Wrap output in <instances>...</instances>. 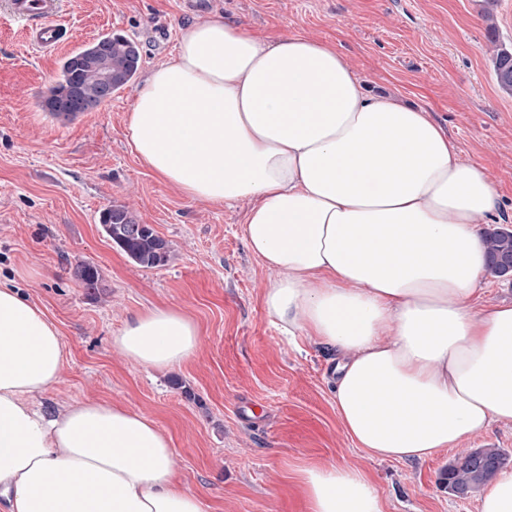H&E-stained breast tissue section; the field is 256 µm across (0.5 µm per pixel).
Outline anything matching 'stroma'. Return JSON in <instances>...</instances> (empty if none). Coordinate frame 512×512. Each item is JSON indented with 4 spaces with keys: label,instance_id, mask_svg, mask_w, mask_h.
Segmentation results:
<instances>
[{
    "label": "stroma",
    "instance_id": "1",
    "mask_svg": "<svg viewBox=\"0 0 512 512\" xmlns=\"http://www.w3.org/2000/svg\"><path fill=\"white\" fill-rule=\"evenodd\" d=\"M217 13L260 38L331 42L368 89L427 111L465 162L486 168L512 229V93L494 76L495 48L512 50V0H64L67 39L52 52L31 48L0 12V281L22 288L65 345L61 378L39 403L106 401L152 418L172 439L178 480L213 512H308L297 491L306 465L367 471L386 512H478L479 492L448 491L442 473L486 447L512 470V424L425 461L369 457L336 415L330 349L288 336L262 306L279 274L245 241L252 200L186 197L137 157L126 123L138 85L66 126L40 109L64 58L101 35L137 41L144 74L173 55L182 29ZM112 205L169 241L165 266H137L105 236L99 214ZM85 261L99 270L96 289L76 276ZM158 306L201 333L197 354L168 370L112 347Z\"/></svg>",
    "mask_w": 512,
    "mask_h": 512
}]
</instances>
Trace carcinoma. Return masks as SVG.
Listing matches in <instances>:
<instances>
[{
	"label": "carcinoma",
	"instance_id": "cac0c4a2",
	"mask_svg": "<svg viewBox=\"0 0 512 512\" xmlns=\"http://www.w3.org/2000/svg\"><path fill=\"white\" fill-rule=\"evenodd\" d=\"M141 59L139 44L117 32L109 33L81 51L68 56L62 63L60 78L40 101L43 111L52 115H78L98 108L112 94L128 87L135 79ZM495 72L498 84L512 92V52L496 54ZM105 235L128 257L143 268L165 265L170 245L148 224L138 223L124 205H112L99 215ZM483 245L487 269L503 276L512 264V231L489 230ZM83 287L93 290L99 286L97 267L84 262L78 268ZM505 463L498 448H476L459 457L443 473L448 489L467 494L487 484Z\"/></svg>",
	"mask_w": 512,
	"mask_h": 512
}]
</instances>
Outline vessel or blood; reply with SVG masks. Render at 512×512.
I'll use <instances>...</instances> for the list:
<instances>
[{
    "instance_id": "b4317fda",
    "label": "vessel or blood",
    "mask_w": 512,
    "mask_h": 512,
    "mask_svg": "<svg viewBox=\"0 0 512 512\" xmlns=\"http://www.w3.org/2000/svg\"><path fill=\"white\" fill-rule=\"evenodd\" d=\"M60 6L61 0H5L10 16L24 24L29 45L43 51L57 49L66 36Z\"/></svg>"
}]
</instances>
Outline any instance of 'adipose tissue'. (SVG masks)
Wrapping results in <instances>:
<instances>
[{
	"label": "adipose tissue",
	"mask_w": 512,
	"mask_h": 512,
	"mask_svg": "<svg viewBox=\"0 0 512 512\" xmlns=\"http://www.w3.org/2000/svg\"><path fill=\"white\" fill-rule=\"evenodd\" d=\"M126 135L186 196L253 199L245 240L279 273L263 307L289 336L340 353L336 413L359 448L420 461L512 423V303L475 304L486 267L476 224L495 215L496 191L424 110L370 92L328 44L259 40L216 14L145 76ZM112 343L162 370L190 360L200 336L180 311L153 308ZM64 359L58 327L0 282L5 512H207L146 415L35 405ZM300 488L309 512H385L355 468L304 467Z\"/></svg>",
	"instance_id": "ef3b65f1"
}]
</instances>
